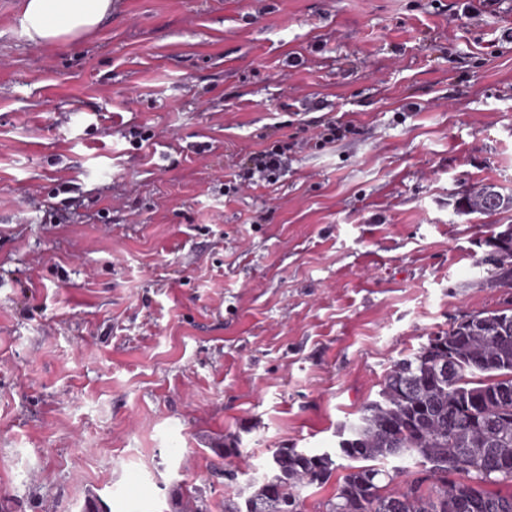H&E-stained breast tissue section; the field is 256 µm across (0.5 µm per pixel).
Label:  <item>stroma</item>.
I'll return each instance as SVG.
<instances>
[{
  "label": "stroma",
  "instance_id": "stroma-1",
  "mask_svg": "<svg viewBox=\"0 0 512 512\" xmlns=\"http://www.w3.org/2000/svg\"><path fill=\"white\" fill-rule=\"evenodd\" d=\"M115 0L30 43L0 0V512H224L275 449L318 452L395 361L512 289V0ZM333 112L346 140L225 195ZM353 131L342 116L327 117L301 126L288 137L290 142L275 140L263 148L251 152L240 164L231 179L224 182L225 195L235 194L242 186L269 188L280 182L288 171L290 154L295 148H322L327 144L345 139ZM453 210L457 215H497L512 212V192H505L493 182L482 183L469 190L464 197L456 198ZM504 226L502 230L485 241L488 250L480 259V265L484 266L489 274L488 281L491 285L512 288V224ZM506 233L507 236L501 239V236ZM174 512H208L207 504L201 496L186 494L179 489L173 491Z\"/></svg>",
  "mask_w": 512,
  "mask_h": 512
}]
</instances>
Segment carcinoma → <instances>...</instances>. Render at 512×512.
I'll return each mask as SVG.
<instances>
[{
	"label": "carcinoma",
	"instance_id": "cac0c4a2",
	"mask_svg": "<svg viewBox=\"0 0 512 512\" xmlns=\"http://www.w3.org/2000/svg\"><path fill=\"white\" fill-rule=\"evenodd\" d=\"M456 214L512 212V192L482 183L453 202ZM480 259L490 284L512 288V224L485 241ZM336 452L276 449L267 471L224 498V512H300L298 489L323 486L336 458L351 464L337 482L326 512H512V493L488 486L512 481V301L464 315L428 336L397 361L379 399L339 431ZM413 456L422 470L402 489L383 491L395 476L374 466L387 457ZM468 479H454L457 474ZM433 480L435 492H422ZM174 512H208L200 496L173 491Z\"/></svg>",
	"mask_w": 512,
	"mask_h": 512
}]
</instances>
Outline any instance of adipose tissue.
I'll use <instances>...</instances> for the list:
<instances>
[{
	"label": "adipose tissue",
	"instance_id": "ef3b65f1",
	"mask_svg": "<svg viewBox=\"0 0 512 512\" xmlns=\"http://www.w3.org/2000/svg\"><path fill=\"white\" fill-rule=\"evenodd\" d=\"M113 0H21L16 22L36 45L79 40L101 27L112 14Z\"/></svg>",
	"mask_w": 512,
	"mask_h": 512
}]
</instances>
